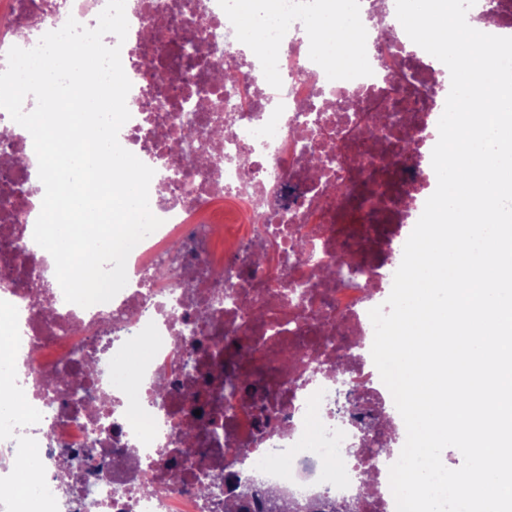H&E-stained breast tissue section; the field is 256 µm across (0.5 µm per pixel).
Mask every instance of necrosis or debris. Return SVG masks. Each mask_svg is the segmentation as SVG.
Wrapping results in <instances>:
<instances>
[{
  "instance_id": "1",
  "label": "necrosis or debris",
  "mask_w": 512,
  "mask_h": 512,
  "mask_svg": "<svg viewBox=\"0 0 512 512\" xmlns=\"http://www.w3.org/2000/svg\"><path fill=\"white\" fill-rule=\"evenodd\" d=\"M242 2L126 0L125 42L105 39L120 45L131 82L119 142L166 171L149 186L162 224L131 250L128 283L109 302L65 301L33 241L41 200L20 190L32 177L33 140L0 109V304L21 316L14 389L0 392V512H224L243 485L277 489L294 504L327 498L350 512L395 506L359 480L366 470L382 476L392 458L367 453L365 434L337 416L336 398L360 379L371 413L398 414L371 357L368 315L388 298L394 273L369 253L403 249L388 221L421 215L414 190L437 181L431 153L444 106L430 89L440 70L406 32L377 43L393 0H288L284 8L254 0L265 64L243 66ZM10 4L0 14V61L68 18L95 27L106 0ZM345 9L368 21L361 62L350 69L318 49L329 19ZM197 27L216 42L203 52L204 94L187 92L195 76L177 50ZM147 57L164 64L144 72ZM232 65L236 85L213 88ZM376 112L411 138V152L399 154L381 125L355 134ZM323 138L343 146L331 172L308 162ZM339 179L383 192L384 223H343ZM290 183L305 198L284 211ZM268 249L276 269L254 270V253ZM319 265L355 269L352 285L314 286ZM299 286L301 304L291 295ZM329 319L359 341L357 353L338 358L323 327ZM228 370L239 382L260 380L269 422L228 396ZM21 455L34 456L36 480L15 479ZM85 455L102 469L83 470ZM146 483L158 495L143 493Z\"/></svg>"
}]
</instances>
